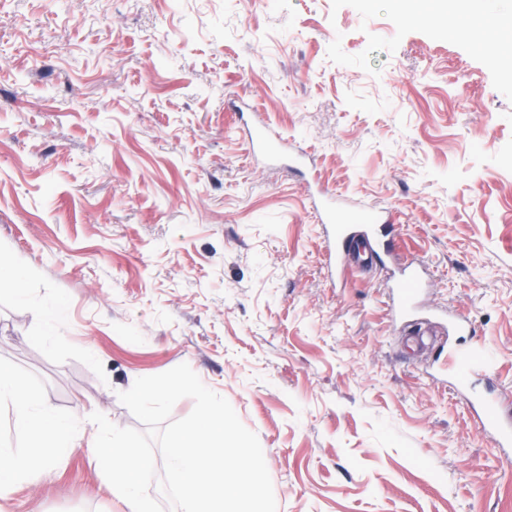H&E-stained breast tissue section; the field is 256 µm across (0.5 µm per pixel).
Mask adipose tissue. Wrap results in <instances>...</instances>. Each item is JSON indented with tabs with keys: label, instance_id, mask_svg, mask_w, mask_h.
Instances as JSON below:
<instances>
[{
	"label": "adipose tissue",
	"instance_id": "1",
	"mask_svg": "<svg viewBox=\"0 0 512 512\" xmlns=\"http://www.w3.org/2000/svg\"><path fill=\"white\" fill-rule=\"evenodd\" d=\"M7 397L14 413V425L30 440L27 451L0 448V491L45 472L60 449L74 445L82 427L79 416L65 419L52 412L33 392L20 374L0 368V397Z\"/></svg>",
	"mask_w": 512,
	"mask_h": 512
}]
</instances>
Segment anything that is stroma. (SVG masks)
I'll use <instances>...</instances> for the list:
<instances>
[{"label": "stroma", "instance_id": "1", "mask_svg": "<svg viewBox=\"0 0 512 512\" xmlns=\"http://www.w3.org/2000/svg\"><path fill=\"white\" fill-rule=\"evenodd\" d=\"M262 113L308 166H263ZM355 209L331 278L311 188ZM0 367L54 413L188 364L262 447L277 512H512L474 400L512 403V68L435 0H0ZM421 273V311L390 294ZM67 312L56 335L40 309ZM494 367L464 391L449 348ZM87 425L0 512H124ZM396 303L393 306L394 313L402 318L416 317L418 310L414 297L417 294V283L414 278L404 276L396 285Z\"/></svg>", "mask_w": 512, "mask_h": 512}]
</instances>
